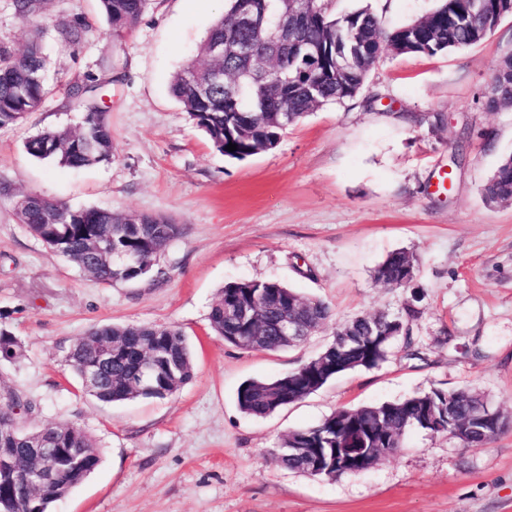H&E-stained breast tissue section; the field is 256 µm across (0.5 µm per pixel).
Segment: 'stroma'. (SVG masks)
Wrapping results in <instances>:
<instances>
[{"label":"stroma","instance_id":"1","mask_svg":"<svg viewBox=\"0 0 512 512\" xmlns=\"http://www.w3.org/2000/svg\"><path fill=\"white\" fill-rule=\"evenodd\" d=\"M438 4L334 0L333 9L370 8L392 29ZM223 12L224 0H149L116 38L97 0L42 4L50 92L24 124L0 128V329L23 347L0 367V385L35 403L29 426L74 424L102 458L49 512H512V204L487 203L481 191L512 153V109L485 105L497 63L512 55V16L468 48L384 52L355 99L320 107L276 148L239 161L216 152L170 92ZM76 16L89 31L61 45L58 25ZM109 55L112 163L73 170L29 156V137L80 125L68 87L99 75ZM446 170L452 182L441 190ZM28 193L170 216L181 231L159 258V277L106 285L17 221L15 201ZM398 250L417 260L413 287L374 279ZM252 279L324 300L332 322L277 353L224 343L210 331L212 301L224 284ZM408 303L418 310L414 355L394 347L377 368L342 374L264 418L239 409L244 381L310 360L336 323ZM111 323L181 328L193 380L164 399L109 404L83 393L68 350ZM435 389L479 393L508 423L479 447L413 429L367 472L333 480L267 456L288 431L338 409Z\"/></svg>","mask_w":512,"mask_h":512}]
</instances>
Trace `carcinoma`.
<instances>
[{
  "label": "carcinoma",
  "instance_id": "cac0c4a2",
  "mask_svg": "<svg viewBox=\"0 0 512 512\" xmlns=\"http://www.w3.org/2000/svg\"><path fill=\"white\" fill-rule=\"evenodd\" d=\"M148 0H98L100 14L113 36L133 29ZM224 16L216 20L197 49L199 60L177 72L171 92L183 106L189 120L201 130L214 149L224 157L244 160L275 148L283 133L310 112L328 103L352 100L362 90L375 64L369 53L378 47L396 49L400 54L434 56L454 48L473 46L487 33L455 27L452 18L477 14L492 23L500 14V0H440L425 17L387 29L365 9L337 16L329 9L331 0H310L304 19L292 21L295 38L318 47L313 70L294 55L287 44H276L277 25L288 13V0H227ZM42 0H13L15 13L32 21ZM263 17L260 27L237 23L244 7ZM87 29L76 17L57 27L64 45L79 43ZM239 42L254 45L251 60L237 57L232 48ZM227 47L222 58L211 50L214 44ZM224 71V83L212 84L210 73ZM495 86L488 99L492 109L512 106V59L506 57L495 68ZM102 86L94 77L73 83L68 95L84 114L78 128L62 127L29 138L25 150L39 160L81 169L110 163L114 157L112 128L107 112L92 99ZM48 94L46 57L39 39L21 52L0 42V127L16 125L40 109ZM288 111V123L276 121L275 113ZM236 144L237 150L225 147ZM491 203H512V154L504 157L483 186ZM19 223L54 253L66 258L103 283L141 280L155 273L157 261L168 243L179 234V225L167 216L132 215L107 208H72L39 195L15 208ZM137 255L146 271L123 272L117 255ZM376 280L393 288H409L415 277V260L405 251L390 254L375 270ZM299 318L301 337L294 342L280 332L286 313ZM418 311L408 305L392 315L378 312L356 316L336 326L333 339L320 353L294 370L274 379H252L237 391L240 410L265 417L299 402L336 376L359 368L372 369L386 361L397 342L410 350L412 329ZM331 316L321 299L304 297L279 282L247 280L229 282L217 293L209 314L212 332L236 347L279 352L296 346ZM111 347L109 359L101 362V348ZM21 356V345L0 332V365L12 364ZM68 366L77 378L84 369L101 364L100 383L91 396L105 403H122L135 398H166L187 385L194 376L193 354L184 332L171 325L106 324L91 328L70 347ZM155 368L153 377L143 380L144 368ZM454 404L458 423H464L477 408L488 406L481 396L466 390H433L402 400L336 410L320 423L290 431L281 446L270 451L273 460L291 471L310 474L300 448L320 449L323 465L316 476L334 479L353 470L336 463L335 448L358 444L365 449L360 469L377 464L403 447L407 432L418 428L432 435L448 434L455 426L443 419L448 404ZM34 405L9 389L0 391V454L19 463L17 478L0 480V501L18 502L16 512H48L49 505L77 487L101 462L95 441L70 423H56L27 429L24 423ZM79 448L81 464L62 460L56 467L55 482L42 491L19 492L23 473L41 463L36 448Z\"/></svg>",
  "mask_w": 512,
  "mask_h": 512
}]
</instances>
